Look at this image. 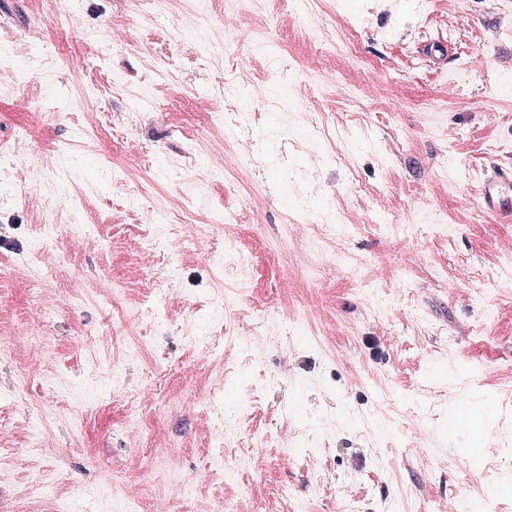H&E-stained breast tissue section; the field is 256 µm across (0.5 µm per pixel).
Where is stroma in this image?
<instances>
[{"mask_svg":"<svg viewBox=\"0 0 512 512\" xmlns=\"http://www.w3.org/2000/svg\"><path fill=\"white\" fill-rule=\"evenodd\" d=\"M289 2L210 0L201 17L196 0H70L62 21L59 0H0V84L55 50L0 100L14 154L0 184L21 189L0 207V512H117L116 485L141 512H291L295 497L307 512H423L465 493L512 512V216L476 202L485 169L512 166V0ZM232 128L249 160L225 145ZM211 161L238 190L205 181ZM48 179L58 194L40 192ZM143 181L154 192L132 204ZM182 208L157 302L142 229ZM216 209L231 222L209 225ZM380 212L408 233L376 234ZM42 224L58 233L34 256ZM307 230L346 266L309 279ZM220 239L251 256L221 277L207 259ZM381 268L400 285L377 316ZM285 317L315 337L282 332ZM461 395L481 426H451ZM247 397L217 441L199 402ZM219 454L244 461L236 480L209 476Z\"/></svg>","mask_w":512,"mask_h":512,"instance_id":"obj_1","label":"stroma"}]
</instances>
